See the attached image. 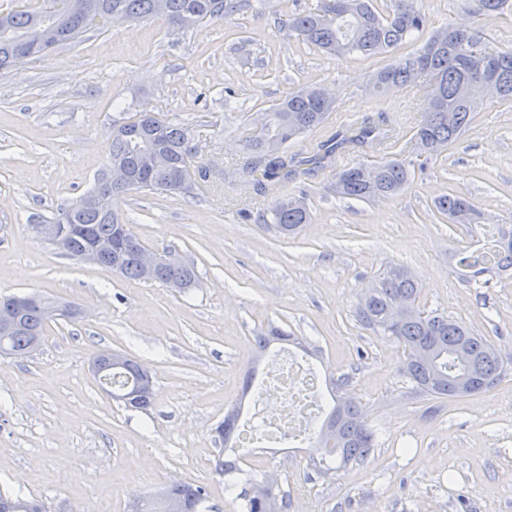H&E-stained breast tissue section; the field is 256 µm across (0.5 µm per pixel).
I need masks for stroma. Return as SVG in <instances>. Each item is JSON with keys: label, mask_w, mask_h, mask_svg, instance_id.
<instances>
[{"label": "stroma", "mask_w": 512, "mask_h": 512, "mask_svg": "<svg viewBox=\"0 0 512 512\" xmlns=\"http://www.w3.org/2000/svg\"><path fill=\"white\" fill-rule=\"evenodd\" d=\"M236 2L190 30L161 19L91 29L0 70V295L36 292L80 310L51 322L33 357L0 356V492L50 512H126L134 497L195 481L209 490L208 512H234L236 494L214 471V429L240 402L256 330L272 323L301 339L323 376L348 379L377 434L364 463L326 478L308 477L306 444L253 449L250 471H278L290 512H512V277L463 285L452 254L473 234L434 205L458 191L483 223L512 224V104L478 112L428 159L413 139L427 79L374 103L367 78L392 54L336 58L299 41L286 20L317 0ZM302 84L331 88L336 111L290 152L367 117L396 129L414 178L391 199H342L337 172L386 152H336L282 186L312 211L288 238L265 222L273 196L246 172L242 141L259 112ZM127 107L188 127L190 165L212 176L189 195L143 188L119 204L148 248L194 264L196 288L122 278L31 227L92 188ZM393 266L421 280L426 309L495 344L507 368L495 386L449 402L403 376L402 345L355 314L374 276ZM103 349L151 369V409H127L97 384L88 363Z\"/></svg>", "instance_id": "1"}]
</instances>
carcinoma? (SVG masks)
Listing matches in <instances>:
<instances>
[{
    "mask_svg": "<svg viewBox=\"0 0 512 512\" xmlns=\"http://www.w3.org/2000/svg\"><path fill=\"white\" fill-rule=\"evenodd\" d=\"M91 14L73 15L59 30L56 43L45 47L42 54L57 46L77 40L93 27L104 28L125 20L162 18L177 29L192 27L204 20L218 19L227 12L228 0H83ZM376 0H325L315 11L289 16V30L307 45L329 55L358 54L372 57L396 51L408 43L411 52L396 57L376 71L371 78V93L381 98L389 92L404 89L415 81V70L429 72L435 80L432 97L423 118L414 131L421 152L436 156L457 140L470 126L474 112L487 96L498 102L512 103V48L489 53L481 41L469 42L474 27L448 24L432 29L427 36V21L417 6L418 0H386L379 9ZM467 13L476 21L512 15V0H466ZM42 6L22 5L0 11V29L14 34L28 32L41 17ZM17 43L0 35V69L21 60L16 55ZM335 99L323 86H309L288 92L272 110L261 114L253 133L242 141V149L253 157L251 172H261L266 188L277 190L280 181L288 179L304 164L288 154V144L323 127ZM151 128L144 126V113L128 112L112 137L109 162L125 166L133 176L127 186L111 185L107 168L96 176V187L112 194V205L93 203L86 197L69 204L52 218L53 224H82L88 235L70 236L59 249L77 258L85 252L90 239L111 241L115 249L98 262L102 268L129 280L158 282L176 281L188 288L198 285L192 264L162 265L154 275L146 274L140 264L139 251L144 243L132 225L119 211L118 201L129 192L149 187L168 194H188L181 181L190 140L189 130L171 124L165 113H151ZM384 133L372 126L360 127L358 133L334 141V145L369 146L381 143ZM414 173L410 163L395 154L382 161L359 163L336 174V194L343 198L377 201L393 198L406 190ZM435 207L453 224L476 223L475 204L463 193L441 196ZM270 223L284 236L296 234L311 223L310 210L302 199H274ZM489 247L473 252L467 247L455 250L457 264L476 270L485 280L465 278L468 286L484 288L493 277L512 271V225L499 224L496 234L487 236ZM421 285L403 267H391L378 273L374 288L356 309V317L379 336H389L404 349L403 375L424 395L439 399H458L482 392L501 380L504 365L496 347L471 327L438 311L420 305ZM404 300L406 313L396 323L389 321L392 304ZM66 315L54 300L42 307L30 308L19 318L13 330H0V353L14 357H30L33 342H44L48 322L55 315ZM302 342L278 327H268L254 337L256 357L276 341ZM141 363L133 356L112 370L104 387L114 394H135L130 408L148 410L154 394L135 393ZM346 383H333V405L323 421L314 456L310 463L327 474L364 461L376 445V434L368 426L362 403L345 390ZM240 413L224 419L218 436L224 439V451L232 452L230 443L238 428ZM216 471L225 477V488L235 486L240 474L238 463L224 456L216 461ZM248 488L237 494L239 512H270L267 502L266 477H249ZM172 497L190 500L195 508L204 509L208 493L200 483L186 482L172 489Z\"/></svg>",
    "mask_w": 512,
    "mask_h": 512,
    "instance_id": "1",
    "label": "carcinoma"
}]
</instances>
